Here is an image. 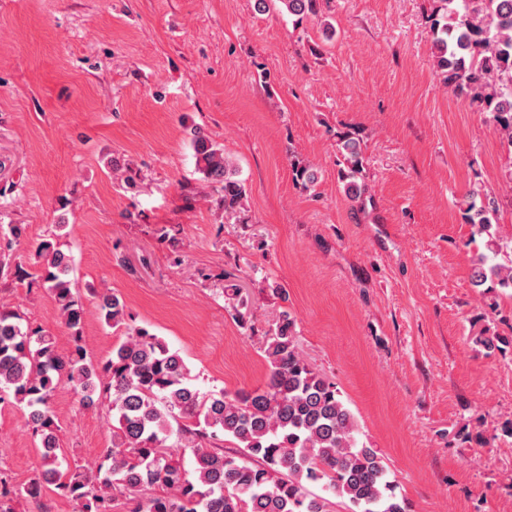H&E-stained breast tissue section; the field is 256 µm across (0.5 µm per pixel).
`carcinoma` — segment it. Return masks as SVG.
Listing matches in <instances>:
<instances>
[{"label":"carcinoma","instance_id":"1","mask_svg":"<svg viewBox=\"0 0 512 512\" xmlns=\"http://www.w3.org/2000/svg\"><path fill=\"white\" fill-rule=\"evenodd\" d=\"M300 19L321 15L323 0H279ZM435 71L453 93L489 114L493 130L512 148V0H436L431 15ZM198 170L223 192L224 213L237 212L246 197L238 170L201 130H194ZM338 149L347 193L366 194L362 146L348 136ZM295 181L307 188L317 180L307 165L293 164ZM460 208L466 223L488 237V253L470 260V282L482 295L512 291V261H496L492 232L495 200L478 190ZM31 273L0 259V272L38 283L51 291L59 316L70 331L62 354L56 337L22 322L14 311H0V404L22 409L37 439L40 473L18 489L0 478V512L13 503L38 499L46 490L73 503L75 512H112L115 494L128 495L130 512H331L312 484L347 500L350 512H410L395 493L379 452L359 442L357 425L336 385L302 357L294 319L283 311L262 353L269 369L264 385L229 394L203 393L188 383L181 355L157 335L126 323L125 305L115 294L98 295L104 321L124 330L112 356L93 362L82 346L84 308L71 288L73 257L50 241L34 253ZM486 349L512 347V337L476 336ZM67 384L86 409L108 407L112 447L94 466L63 467L60 427L51 400ZM189 453L186 468L167 441ZM226 438L244 457L217 451Z\"/></svg>","mask_w":512,"mask_h":512}]
</instances>
